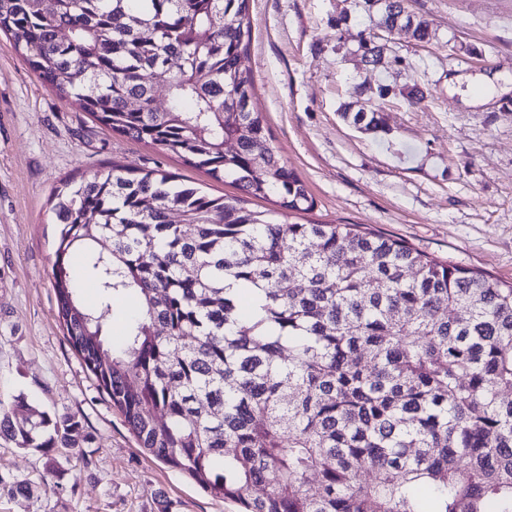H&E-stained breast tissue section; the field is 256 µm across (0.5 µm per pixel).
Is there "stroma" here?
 <instances>
[{
    "label": "stroma",
    "mask_w": 512,
    "mask_h": 512,
    "mask_svg": "<svg viewBox=\"0 0 512 512\" xmlns=\"http://www.w3.org/2000/svg\"><path fill=\"white\" fill-rule=\"evenodd\" d=\"M433 24L419 43L391 49L405 66L356 55L372 23L355 0H250L241 68L255 87L273 147L305 181L315 206L303 221L357 224L439 259L512 282V0H407ZM347 15L340 26L337 16ZM392 93L384 129L341 116ZM420 89L424 100L408 103ZM159 169L210 197L236 187L113 132L60 99L0 35V394L75 415L94 437L67 449L63 476L36 450L0 439V471L27 478L30 498L0 497V512H235L143 448L97 387L61 326L53 262L60 231L51 194L112 164Z\"/></svg>",
    "instance_id": "obj_1"
}]
</instances>
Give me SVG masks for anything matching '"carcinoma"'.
Returning <instances> with one entry per match:
<instances>
[{
  "label": "carcinoma",
  "instance_id": "obj_1",
  "mask_svg": "<svg viewBox=\"0 0 512 512\" xmlns=\"http://www.w3.org/2000/svg\"><path fill=\"white\" fill-rule=\"evenodd\" d=\"M249 2L0 0V32L59 98L240 191L116 164L56 188L70 344L140 447L238 512H512V284L295 220L315 202L252 107ZM359 2L378 28L432 38L404 0ZM341 115L382 130L377 112ZM124 297L136 308L114 344ZM0 437L58 476V449L93 441L22 394L0 397ZM38 490L0 475V495Z\"/></svg>",
  "mask_w": 512,
  "mask_h": 512
}]
</instances>
